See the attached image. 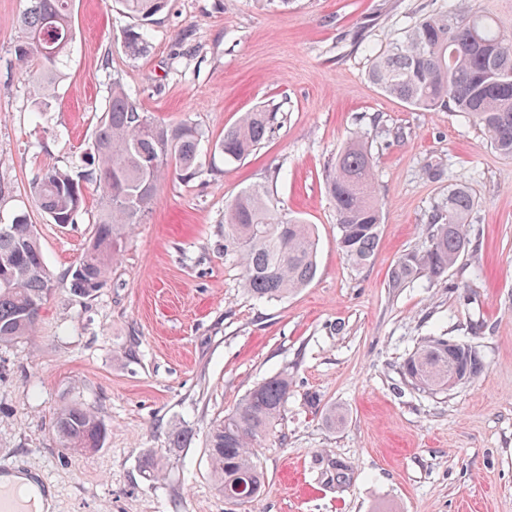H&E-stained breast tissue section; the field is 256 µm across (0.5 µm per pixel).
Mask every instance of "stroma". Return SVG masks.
Listing matches in <instances>:
<instances>
[{"mask_svg":"<svg viewBox=\"0 0 512 512\" xmlns=\"http://www.w3.org/2000/svg\"><path fill=\"white\" fill-rule=\"evenodd\" d=\"M440 3L171 0L135 58L118 0H76L65 76L39 115L13 54L27 2L0 0V224L26 217L56 278L35 333L0 344V462L44 473L51 512H512V158L462 114L411 109L368 78L371 51ZM116 77L156 119L190 121L213 143L261 106L278 122L246 159L166 182L106 286L82 298L66 273L99 196L86 191L79 223L56 224L30 184L44 167L89 160ZM358 132L384 208L362 269L337 247L326 192L329 164ZM458 184L475 198L469 246L442 278L390 288ZM254 185L318 238L314 280L279 299L250 295L224 252L225 203ZM427 336L476 346L483 373L438 394L405 385L400 366ZM280 373L286 411L257 449L267 490L227 503L208 433ZM66 403L104 421L103 448L62 446L54 415ZM176 430L180 448L169 445Z\"/></svg>","mask_w":512,"mask_h":512,"instance_id":"obj_1","label":"stroma"}]
</instances>
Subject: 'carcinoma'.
Returning <instances> with one entry per match:
<instances>
[{"label":"carcinoma","instance_id":"carcinoma-1","mask_svg":"<svg viewBox=\"0 0 512 512\" xmlns=\"http://www.w3.org/2000/svg\"><path fill=\"white\" fill-rule=\"evenodd\" d=\"M73 0H28L18 18L22 32L14 46L23 80L36 97L38 111H50L52 91L71 51ZM170 0H122L133 24L123 31L132 55L147 52L150 25ZM478 0H455L431 14L411 18L403 34L372 55L370 81L385 95L417 110L459 112L481 126L494 150L512 157V25H503ZM105 113L93 133L97 162L73 171L51 166L31 182L38 206L55 224H75L84 208V185L100 191L98 214L87 248L71 267L73 293L89 297L107 281L118 241L143 223L166 179L189 183L204 173L201 142L205 133L191 122L165 123L112 79ZM277 111L244 113L215 149L227 161H239L269 136ZM374 156L359 134L336 156L326 189L336 206L338 247L355 266L376 254L383 203L373 194ZM475 207L470 191L458 185L444 205L427 218L425 246L402 255L389 276V287L404 288L421 277L448 272L469 245L468 218ZM224 253L236 257L244 288L257 299L283 297L308 285L317 273L313 225L270 208L260 186L249 187L224 210ZM33 225L18 218L0 227V344L33 335L54 289ZM485 363L470 344L448 348L443 336H428L404 360L405 383L424 393L465 385ZM290 381L280 374L250 389L213 426L208 438L212 472L224 500L240 505L238 489L254 500L266 490L255 448L283 415ZM54 425L62 445L76 452L103 446L106 428L96 412L77 404L61 406Z\"/></svg>","mask_w":512,"mask_h":512}]
</instances>
